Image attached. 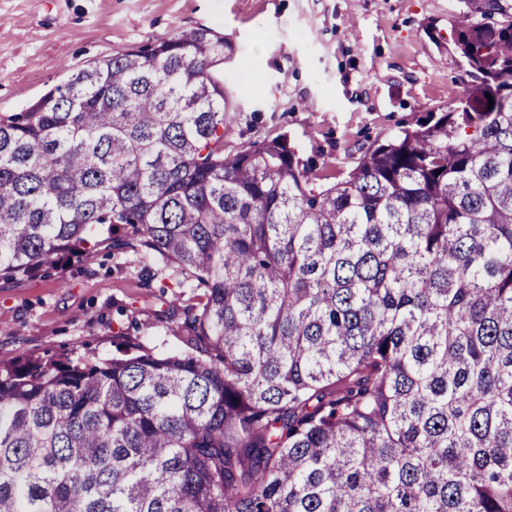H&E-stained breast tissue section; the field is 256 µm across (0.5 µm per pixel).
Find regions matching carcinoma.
I'll list each match as a JSON object with an SVG mask.
<instances>
[{
    "label": "carcinoma",
    "instance_id": "obj_1",
    "mask_svg": "<svg viewBox=\"0 0 512 512\" xmlns=\"http://www.w3.org/2000/svg\"><path fill=\"white\" fill-rule=\"evenodd\" d=\"M464 4V97L329 185L224 153L208 27L0 117V274L123 225L190 294L179 351L0 366V512H512V0Z\"/></svg>",
    "mask_w": 512,
    "mask_h": 512
}]
</instances>
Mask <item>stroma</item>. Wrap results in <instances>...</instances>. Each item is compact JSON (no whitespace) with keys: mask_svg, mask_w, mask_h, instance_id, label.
<instances>
[{"mask_svg":"<svg viewBox=\"0 0 512 512\" xmlns=\"http://www.w3.org/2000/svg\"><path fill=\"white\" fill-rule=\"evenodd\" d=\"M459 10L458 0H0V116L99 58L207 26L228 45L225 152L285 134L334 182L402 124L462 99ZM178 295L174 277L148 279L102 245L32 277L0 276V362L108 358L128 337L175 350L159 320Z\"/></svg>","mask_w":512,"mask_h":512,"instance_id":"35a3bbf8","label":"stroma"}]
</instances>
